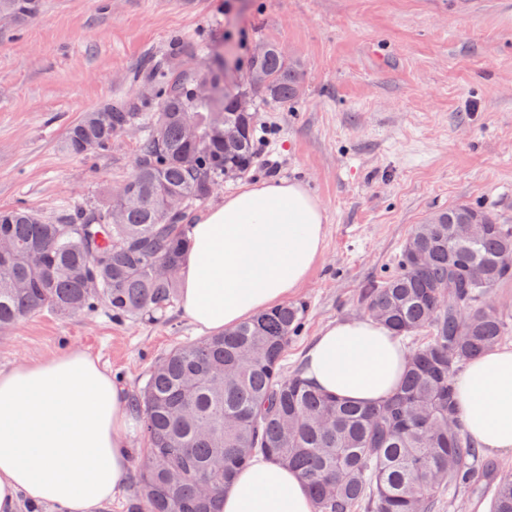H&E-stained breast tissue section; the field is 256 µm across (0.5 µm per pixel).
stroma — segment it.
I'll return each instance as SVG.
<instances>
[{
	"label": "stroma",
	"mask_w": 512,
	"mask_h": 512,
	"mask_svg": "<svg viewBox=\"0 0 512 512\" xmlns=\"http://www.w3.org/2000/svg\"><path fill=\"white\" fill-rule=\"evenodd\" d=\"M178 40L201 47L198 66L226 50L243 70L273 41L304 70L294 109L259 112L256 166L207 201L289 180L324 209L322 255L291 296L307 312L285 371L324 326L364 316L362 289L433 210L478 201L512 224V0H42L0 29V207L51 219L116 192L141 131L87 157L66 154L62 136L83 113L140 97L144 69ZM203 335L176 307L156 322L35 312L0 333V367L79 350L134 395L159 357Z\"/></svg>",
	"instance_id": "1"
}]
</instances>
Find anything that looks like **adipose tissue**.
Returning a JSON list of instances; mask_svg holds the SVG:
<instances>
[{
  "instance_id": "obj_1",
  "label": "adipose tissue",
  "mask_w": 512,
  "mask_h": 512,
  "mask_svg": "<svg viewBox=\"0 0 512 512\" xmlns=\"http://www.w3.org/2000/svg\"><path fill=\"white\" fill-rule=\"evenodd\" d=\"M325 215L298 182L248 185L201 215L180 271V310L226 331L284 302L321 256ZM407 350L368 318L326 325L304 375L339 398L375 404L398 386ZM460 416L484 452L512 456V346L467 362L454 378ZM132 419L123 388L85 353L0 368V512L21 502L58 512H101L131 468ZM224 512H313L303 479L268 458L224 492Z\"/></svg>"
}]
</instances>
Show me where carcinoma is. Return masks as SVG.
Listing matches in <instances>:
<instances>
[{"mask_svg":"<svg viewBox=\"0 0 512 512\" xmlns=\"http://www.w3.org/2000/svg\"><path fill=\"white\" fill-rule=\"evenodd\" d=\"M41 0H0V22L36 13ZM179 45L165 68L146 76L148 95L84 113L62 147L105 151L128 126L145 128L134 174L104 204L55 221L23 207L0 209V331L34 311L66 318L104 311L116 321L158 319L173 307L193 212L227 174L252 168L255 109L298 102L303 70L276 43L248 66L256 85H239L222 57L197 76ZM248 100L247 109L240 102ZM231 129L233 137H224ZM512 225L478 204L432 213L405 241L395 269L369 283V317L409 340L397 389L379 404H358L311 388L283 358L305 306L285 303L234 330L189 341L159 359L133 411L147 448L134 512H222L224 487L262 455L298 472L315 512H434L447 493L490 496L489 512H512V476L479 463L465 432L453 376L497 347L509 324L484 294L512 280Z\"/></svg>","mask_w":512,"mask_h":512,"instance_id":"obj_1","label":"carcinoma"}]
</instances>
